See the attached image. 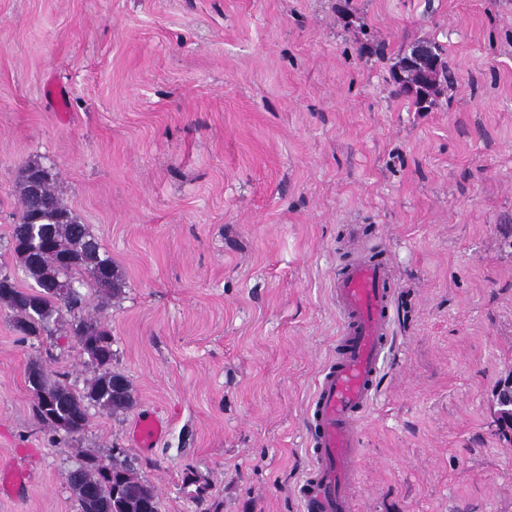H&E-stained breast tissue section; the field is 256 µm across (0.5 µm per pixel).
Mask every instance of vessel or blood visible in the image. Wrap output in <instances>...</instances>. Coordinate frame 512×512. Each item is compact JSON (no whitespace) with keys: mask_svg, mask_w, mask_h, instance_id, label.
<instances>
[{"mask_svg":"<svg viewBox=\"0 0 512 512\" xmlns=\"http://www.w3.org/2000/svg\"><path fill=\"white\" fill-rule=\"evenodd\" d=\"M332 294L339 318L336 345L310 401L313 464L297 486L305 512H358L360 424L391 342L393 290L383 258L363 253L347 260ZM162 429L157 416H148L137 424L135 437L148 445Z\"/></svg>","mask_w":512,"mask_h":512,"instance_id":"1","label":"vessel or blood"}]
</instances>
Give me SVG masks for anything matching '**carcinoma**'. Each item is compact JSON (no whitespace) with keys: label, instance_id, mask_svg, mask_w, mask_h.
Here are the masks:
<instances>
[{"label":"carcinoma","instance_id":"cac0c4a2","mask_svg":"<svg viewBox=\"0 0 512 512\" xmlns=\"http://www.w3.org/2000/svg\"><path fill=\"white\" fill-rule=\"evenodd\" d=\"M441 51L437 45L418 43L398 55L394 64L396 93L406 96L407 85L418 84L421 90L413 96L417 106L422 97L436 95L450 78ZM29 171L40 174L38 189L46 200L38 213L32 209ZM55 180L52 169L38 162L21 169L20 214L11 242L22 271L34 286L21 288L10 275L0 274V302L10 310V323L23 338L49 335L51 320L61 307H81L84 296L76 287V276L90 274L100 298L98 312L74 318L69 333L79 336L81 352L88 355L97 374L84 391L76 392L64 374L42 368L38 382L31 387L40 420L56 432L74 436L86 429L90 409L118 415L131 407L133 397L127 377L112 370V332L101 316L110 301L122 295V280L88 226L63 204ZM74 472L68 485L78 512H159L157 489L138 476L132 459L122 450L105 455L89 451Z\"/></svg>","mask_w":512,"mask_h":512}]
</instances>
